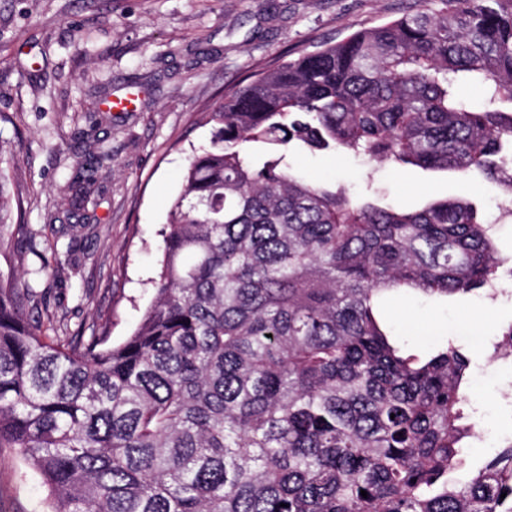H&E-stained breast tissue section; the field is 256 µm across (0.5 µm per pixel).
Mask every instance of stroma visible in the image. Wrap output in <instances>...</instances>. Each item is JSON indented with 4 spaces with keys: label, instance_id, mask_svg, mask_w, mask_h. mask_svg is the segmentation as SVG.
Instances as JSON below:
<instances>
[{
    "label": "stroma",
    "instance_id": "obj_1",
    "mask_svg": "<svg viewBox=\"0 0 512 512\" xmlns=\"http://www.w3.org/2000/svg\"><path fill=\"white\" fill-rule=\"evenodd\" d=\"M419 0H0V176L19 194L27 234L0 249V275L20 273L49 314L71 327L128 336L154 298L161 230L194 149L207 145L205 103L263 70L397 19ZM311 179L411 208L475 198L512 250L499 182H469L351 155L295 157ZM52 256L48 271L41 259ZM512 298L415 300L394 326L420 351L448 338L475 368L472 402L494 439L512 435V365L488 357ZM39 480L0 453V512H46Z\"/></svg>",
    "mask_w": 512,
    "mask_h": 512
}]
</instances>
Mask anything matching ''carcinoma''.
I'll list each match as a JSON object with an SVG mask.
<instances>
[{
  "label": "carcinoma",
  "mask_w": 512,
  "mask_h": 512,
  "mask_svg": "<svg viewBox=\"0 0 512 512\" xmlns=\"http://www.w3.org/2000/svg\"><path fill=\"white\" fill-rule=\"evenodd\" d=\"M206 122L122 342L57 335L0 277V450L49 512H512V438L453 477L479 434L470 358L414 352L392 323L414 298L490 297L512 261L493 225L471 198L395 207L288 160L505 175L512 193V0H423L256 75ZM11 210L0 179V247Z\"/></svg>",
  "instance_id": "1"
}]
</instances>
